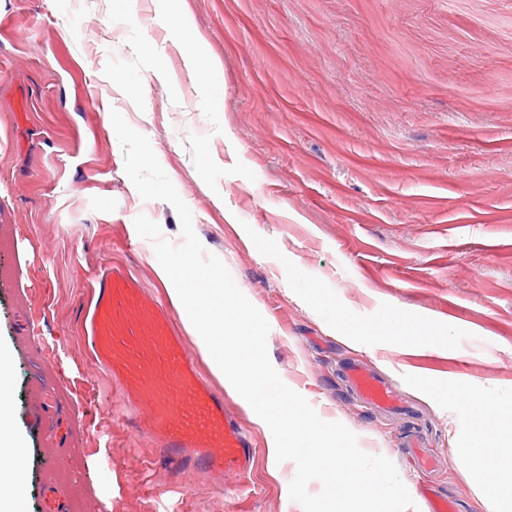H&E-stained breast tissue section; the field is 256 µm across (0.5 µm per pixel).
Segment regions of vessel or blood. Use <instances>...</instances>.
<instances>
[{
	"label": "vessel or blood",
	"mask_w": 512,
	"mask_h": 512,
	"mask_svg": "<svg viewBox=\"0 0 512 512\" xmlns=\"http://www.w3.org/2000/svg\"><path fill=\"white\" fill-rule=\"evenodd\" d=\"M89 287L94 307L77 316L90 334L84 347L119 386L130 409L126 429L148 443L147 465L194 469L219 482L247 472L253 452L238 411L202 381L186 343L140 276L117 262L98 271ZM345 378L364 404L408 412L389 382L366 364L349 365Z\"/></svg>",
	"instance_id": "obj_1"
}]
</instances>
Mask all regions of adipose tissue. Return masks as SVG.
Here are the masks:
<instances>
[{"label": "adipose tissue", "mask_w": 512, "mask_h": 512, "mask_svg": "<svg viewBox=\"0 0 512 512\" xmlns=\"http://www.w3.org/2000/svg\"><path fill=\"white\" fill-rule=\"evenodd\" d=\"M172 39L180 47L187 66L193 71L198 86L216 99L221 69L211 61L203 42L193 31L188 17L176 13ZM12 356L0 348V512H25L26 452L23 438L13 426L11 384ZM426 391L434 397L466 396L471 412V429L476 437L475 448L460 456L462 466L475 472H485L496 466L503 457L512 456V448L487 443L491 429L490 412L496 402L488 393H465L460 384L440 387L426 383Z\"/></svg>", "instance_id": "ef3b65f1"}]
</instances>
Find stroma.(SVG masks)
Masks as SVG:
<instances>
[{
	"label": "stroma",
	"instance_id": "stroma-1",
	"mask_svg": "<svg viewBox=\"0 0 512 512\" xmlns=\"http://www.w3.org/2000/svg\"><path fill=\"white\" fill-rule=\"evenodd\" d=\"M223 72L222 100L195 88L158 0H0V346L12 353L26 512L78 487L68 512H303L294 462L255 445L243 494L200 472L146 467L121 425L118 387L86 357L73 312L88 278L120 261L166 290L147 215L180 243L175 209L143 200L111 121L148 137L219 257L267 320L268 356L322 420L388 457L420 512L429 494L487 512L466 402L424 380L501 399L491 439L512 442V0H186ZM396 310L440 338L399 345ZM372 328L373 338L355 332ZM384 372L413 418L362 407L342 375ZM425 434L434 468L402 440ZM113 486L104 502L100 491Z\"/></svg>",
	"mask_w": 512,
	"mask_h": 512
}]
</instances>
